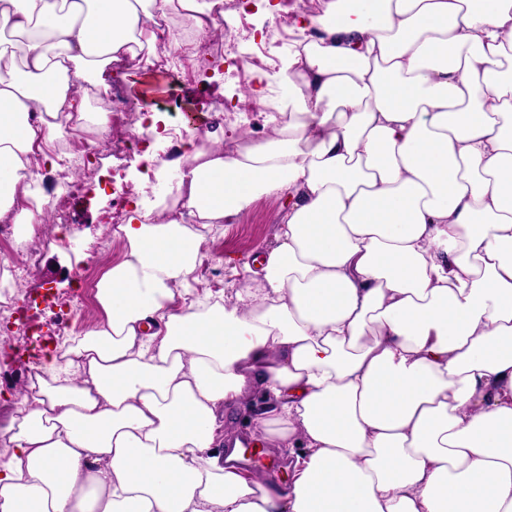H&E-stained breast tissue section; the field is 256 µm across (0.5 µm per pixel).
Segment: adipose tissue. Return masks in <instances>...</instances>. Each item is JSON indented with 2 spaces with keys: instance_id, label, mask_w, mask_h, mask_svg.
<instances>
[{
  "instance_id": "obj_1",
  "label": "adipose tissue",
  "mask_w": 512,
  "mask_h": 512,
  "mask_svg": "<svg viewBox=\"0 0 512 512\" xmlns=\"http://www.w3.org/2000/svg\"><path fill=\"white\" fill-rule=\"evenodd\" d=\"M222 3L0 0V220L43 223L16 197L86 86ZM300 28L271 137H207L133 200L104 322L16 395L0 512H512V0H329ZM282 194L250 286L194 298L207 232ZM256 388V433L302 451L286 492L211 453Z\"/></svg>"
}]
</instances>
